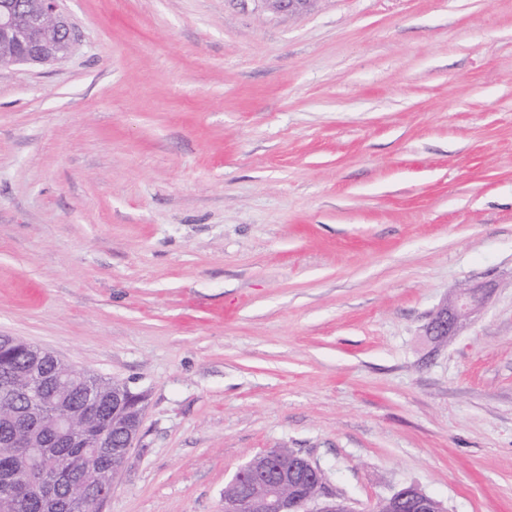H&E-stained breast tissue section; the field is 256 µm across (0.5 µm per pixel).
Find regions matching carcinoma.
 <instances>
[{
  "label": "carcinoma",
  "mask_w": 512,
  "mask_h": 512,
  "mask_svg": "<svg viewBox=\"0 0 512 512\" xmlns=\"http://www.w3.org/2000/svg\"><path fill=\"white\" fill-rule=\"evenodd\" d=\"M33 345L0 336V512H96L94 487L117 463L112 456V386L86 371L69 388L52 386L31 407ZM43 372L69 365L45 354ZM74 419L73 430L49 427L40 412Z\"/></svg>",
  "instance_id": "cac0c4a2"
}]
</instances>
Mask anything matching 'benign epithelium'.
Segmentation results:
<instances>
[{
	"mask_svg": "<svg viewBox=\"0 0 512 512\" xmlns=\"http://www.w3.org/2000/svg\"><path fill=\"white\" fill-rule=\"evenodd\" d=\"M274 14H297L305 11L313 0H258ZM73 33L59 13V0H0V45L7 51L8 64L46 63L65 55L72 44ZM480 286L461 290L429 320L427 333L442 338L453 336L463 320L477 312L484 303ZM112 400L128 414V421L119 427L117 447L130 449L137 440L142 418L139 405L126 403V388L112 392ZM280 452H267L245 462L233 475L229 485L238 495L224 501L225 512H299L314 500L305 494L307 480L321 487L322 469L311 461L296 456L297 463L278 473L273 482L258 478L245 482L249 475L268 469ZM392 501L412 512H445L442 503L414 485L400 489Z\"/></svg>",
	"mask_w": 512,
	"mask_h": 512,
	"instance_id": "obj_1",
	"label": "benign epithelium"
}]
</instances>
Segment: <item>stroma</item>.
<instances>
[{"instance_id": "35a3bbf8", "label": "stroma", "mask_w": 512, "mask_h": 512, "mask_svg": "<svg viewBox=\"0 0 512 512\" xmlns=\"http://www.w3.org/2000/svg\"><path fill=\"white\" fill-rule=\"evenodd\" d=\"M59 8L0 66V336L145 394L103 512H224L271 448L512 512V0ZM260 2L264 8L274 14H297L305 11L313 0H253ZM476 286L461 290L455 297L440 308L429 320L427 333L429 336L442 338L453 336L462 327L463 320L477 312L484 303L483 289Z\"/></svg>"}]
</instances>
